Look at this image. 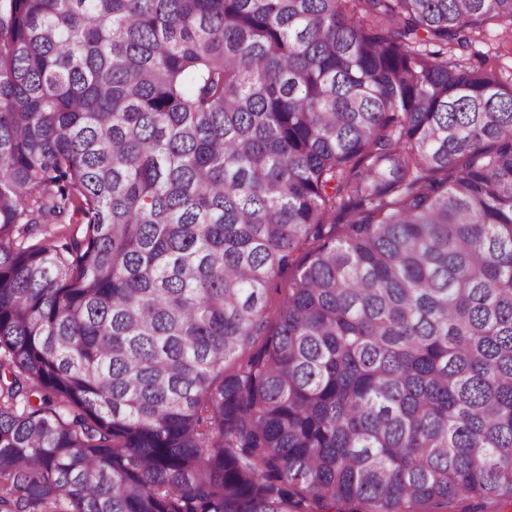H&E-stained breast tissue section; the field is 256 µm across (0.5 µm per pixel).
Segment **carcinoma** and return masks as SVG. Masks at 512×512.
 <instances>
[{"label": "carcinoma", "mask_w": 512, "mask_h": 512, "mask_svg": "<svg viewBox=\"0 0 512 512\" xmlns=\"http://www.w3.org/2000/svg\"><path fill=\"white\" fill-rule=\"evenodd\" d=\"M496 28L0 0V512L512 504V82L457 56ZM287 288L288 280L284 278L275 279L270 286V290L267 293L266 317L271 325L276 321L277 313Z\"/></svg>", "instance_id": "obj_1"}]
</instances>
